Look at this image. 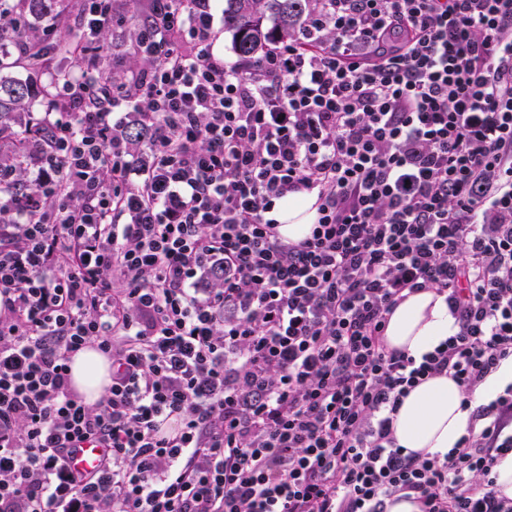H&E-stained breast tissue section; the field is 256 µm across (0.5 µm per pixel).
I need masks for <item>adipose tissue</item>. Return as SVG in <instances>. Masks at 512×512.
Here are the masks:
<instances>
[{"label":"adipose tissue","instance_id":"obj_1","mask_svg":"<svg viewBox=\"0 0 512 512\" xmlns=\"http://www.w3.org/2000/svg\"><path fill=\"white\" fill-rule=\"evenodd\" d=\"M315 195H290L277 200L269 216L277 220L280 235L297 241L308 235L316 219ZM459 321L444 296L433 290L409 295L392 311L385 331L389 349L415 358L432 352L455 335ZM74 391L86 403L101 399L111 383L110 360L92 347L70 362ZM470 413L461 407V390L447 374L428 379L404 397L394 421L396 442L417 455L446 454L454 448L468 426Z\"/></svg>","mask_w":512,"mask_h":512}]
</instances>
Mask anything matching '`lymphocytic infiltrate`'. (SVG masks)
I'll return each mask as SVG.
<instances>
[{
    "label": "lymphocytic infiltrate",
    "mask_w": 512,
    "mask_h": 512,
    "mask_svg": "<svg viewBox=\"0 0 512 512\" xmlns=\"http://www.w3.org/2000/svg\"><path fill=\"white\" fill-rule=\"evenodd\" d=\"M213 22L151 0L148 65L115 88L121 20L83 0L27 165H0V512H512V385L473 403L512 360V0H310L244 63ZM298 193L317 219L289 241L268 214ZM424 289L459 331L418 361L384 336ZM88 346L112 364L94 406L70 380ZM442 374L467 432L405 453L399 405ZM73 448H77L71 455V463L75 468L83 472H92L97 469L102 445L86 440L76 443ZM497 488L501 495L512 498V453L498 459L494 467Z\"/></svg>",
    "instance_id": "1"
}]
</instances>
